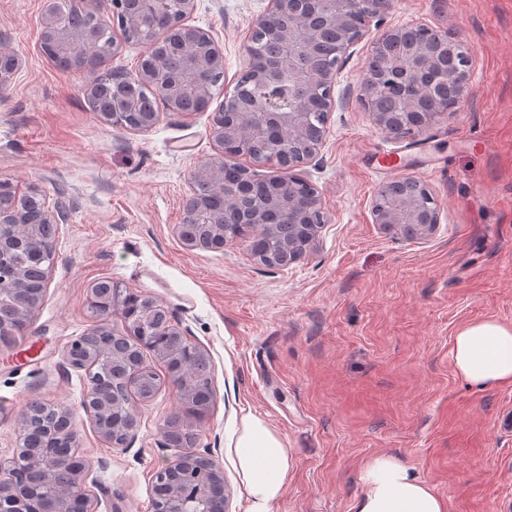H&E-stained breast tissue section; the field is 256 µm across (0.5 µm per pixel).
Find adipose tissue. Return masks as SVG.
I'll return each mask as SVG.
<instances>
[{"mask_svg": "<svg viewBox=\"0 0 512 512\" xmlns=\"http://www.w3.org/2000/svg\"><path fill=\"white\" fill-rule=\"evenodd\" d=\"M451 358L455 373L478 386L512 384V325L474 321L456 333ZM249 502L248 512H272L288 484L291 455L281 435L253 414L241 417L228 445ZM365 491L356 512H450L446 498L412 476L396 458L378 456L366 463Z\"/></svg>", "mask_w": 512, "mask_h": 512, "instance_id": "adipose-tissue-1", "label": "adipose tissue"}]
</instances>
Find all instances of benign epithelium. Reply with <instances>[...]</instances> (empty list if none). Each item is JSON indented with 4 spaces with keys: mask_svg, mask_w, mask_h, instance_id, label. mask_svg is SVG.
Returning a JSON list of instances; mask_svg holds the SVG:
<instances>
[{
    "mask_svg": "<svg viewBox=\"0 0 512 512\" xmlns=\"http://www.w3.org/2000/svg\"><path fill=\"white\" fill-rule=\"evenodd\" d=\"M135 4L137 12L144 14L148 0H107L103 7L94 11L104 20H112V29L121 31V38L127 39L124 29L130 26V4ZM175 14L166 27L169 33H177L173 49L180 55L182 71L173 79L162 78L160 60L144 51L132 73L130 84L162 86L166 100L165 107L176 111L173 101L180 90L182 80L209 67L215 62H224L223 53L212 35L203 29L190 25L187 19L195 9V0H173ZM327 15L320 18L305 9V0H268L265 14L252 24L249 37L243 45V54L251 58L266 42H276L288 47L292 60H297L308 48L318 44L321 33L330 29L336 34V51L326 62L321 72L305 81L303 90L295 102L280 104V82L283 71L281 62L268 65L260 74L246 69L239 74L235 85L224 91V111L234 115L231 121L212 123L211 137L218 151V158L226 161L244 157L254 159L252 143L254 133L261 130L278 133L270 142V155L267 161L288 159V168L301 167L311 162L319 153L326 135L329 112L335 107L334 88L347 51L375 27L378 35L367 56L363 74L367 80L361 83L359 101L370 112L377 127L386 132L394 129L402 133V138H416L438 121L442 112H429L416 115V102L423 94L433 93L430 85L421 83L422 74L438 65V57L451 54L458 56L460 64L448 72L437 69L436 78L440 84H451L456 105L463 104L468 97L470 70L474 51L460 40L452 30L435 29L425 24L413 27L418 36L417 48L402 65L391 67L383 59L382 51L386 44L403 40L405 31L401 28H386L384 20L393 7V0H321ZM85 0H43L42 18L44 25L55 30L59 36L69 37L64 26V15L71 9H86ZM279 15L285 23L279 28L265 24L266 16ZM0 57L8 58L11 67L0 70V89H4L20 66V55L8 44L0 45ZM392 89L398 95L399 111L380 112L376 108L378 97ZM136 104L130 97L120 99L112 112L100 115L102 123L115 128L124 127L122 115ZM212 179L218 182V167L211 161L202 162L191 176V190L182 201L183 220H188L190 205L199 180ZM258 178L251 169H245L239 186L224 190L228 203L247 195ZM278 184L273 193L257 201L255 213L267 207L281 209L288 215L289 223L306 230L305 250L315 244L320 229L328 223V215L321 206L317 188L305 178L296 174L277 178ZM375 222L387 229L402 230L415 236H425L439 223V210L430 188L423 182L400 177L384 183L374 200ZM208 227L210 236L223 238L224 243L238 236L237 226L224 223V219L214 217ZM176 233L182 244L189 250H206L205 241L195 237L187 224H179ZM146 300L152 310L161 312L158 328L166 334H180L171 322L168 311L148 296ZM87 345V338H75L65 350V360L73 367H80ZM205 464L208 475L216 480L223 479V471L213 458L209 448L199 451L185 448L174 461L162 466L154 475V485L163 486L166 492L152 494L151 512H190L186 508L190 497L172 494L175 483L179 482L178 470L185 465ZM63 468L67 471L68 482L61 493L41 500L39 512H87L86 494L79 478L85 466L77 457H63ZM34 461L25 460L10 467L0 466V512H26V507L13 494V488L30 468Z\"/></svg>",
    "mask_w": 512,
    "mask_h": 512,
    "instance_id": "1",
    "label": "benign epithelium"
}]
</instances>
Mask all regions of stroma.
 Masks as SVG:
<instances>
[{
	"label": "stroma",
	"instance_id": "35a3bbf8",
	"mask_svg": "<svg viewBox=\"0 0 512 512\" xmlns=\"http://www.w3.org/2000/svg\"><path fill=\"white\" fill-rule=\"evenodd\" d=\"M42 0H0V41L22 64L0 91V175L61 206L41 304L21 335L0 343V461L20 445L21 413L39 400L72 414L89 512H150L155 471L179 448L167 421L216 449L227 512L247 501L226 446L242 414L265 419L293 458L272 512H355L361 467L390 455L447 498L450 512H512V385L458 377L456 331L477 320L512 325V0H396L386 27L453 29L475 52L466 105L416 144L382 132L358 100L375 32L353 45L335 86L325 142L298 172L329 216L312 251L285 267L235 242L186 250L174 229L194 169L216 153L211 115L161 112L149 131L99 121L69 71L39 46ZM268 0H196L191 25L224 54V83L246 66L252 22ZM409 176L431 188L440 222L423 237L386 231L379 187ZM101 280L150 295L186 342L208 356L212 399L187 413L165 363L138 426L115 448L82 408L85 370L64 358L95 325Z\"/></svg>",
	"mask_w": 512,
	"mask_h": 512
}]
</instances>
